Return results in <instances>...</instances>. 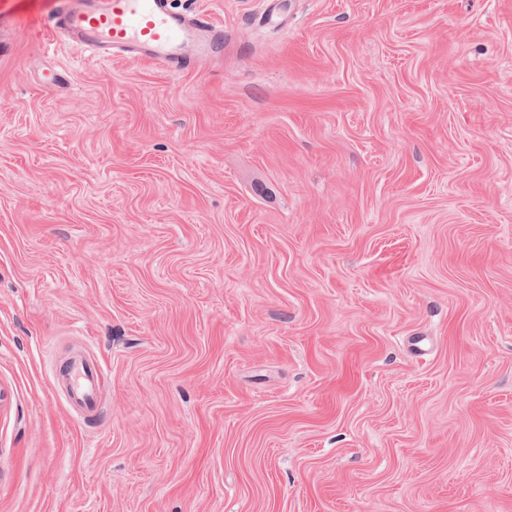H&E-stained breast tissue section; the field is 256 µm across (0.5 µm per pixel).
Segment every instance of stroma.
<instances>
[{
  "label": "stroma",
  "mask_w": 512,
  "mask_h": 512,
  "mask_svg": "<svg viewBox=\"0 0 512 512\" xmlns=\"http://www.w3.org/2000/svg\"><path fill=\"white\" fill-rule=\"evenodd\" d=\"M269 2L0 0V512H512V0ZM52 27L100 58L132 52L172 74L224 51L223 26L207 15L176 10L170 0H69ZM187 40L198 46L196 59L183 54ZM55 381L66 389L72 407L88 417L98 414L100 392L105 385V369L99 359L76 353L56 373Z\"/></svg>",
  "instance_id": "stroma-1"
}]
</instances>
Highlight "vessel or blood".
<instances>
[{
  "label": "vessel or blood",
  "instance_id": "vessel-or-blood-1",
  "mask_svg": "<svg viewBox=\"0 0 512 512\" xmlns=\"http://www.w3.org/2000/svg\"><path fill=\"white\" fill-rule=\"evenodd\" d=\"M52 26L101 58L132 52L173 74L197 65L198 59L184 55L185 41L196 42L198 58L224 49L223 26L207 15L176 10L170 0H68ZM55 381L66 389L72 407L89 417L98 414L105 385L99 359L76 353L57 372Z\"/></svg>",
  "mask_w": 512,
  "mask_h": 512
}]
</instances>
